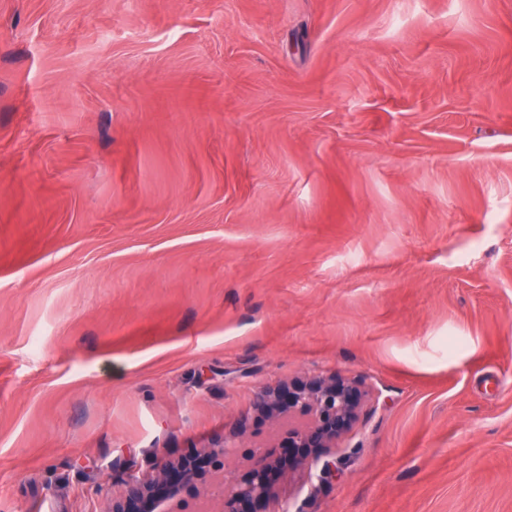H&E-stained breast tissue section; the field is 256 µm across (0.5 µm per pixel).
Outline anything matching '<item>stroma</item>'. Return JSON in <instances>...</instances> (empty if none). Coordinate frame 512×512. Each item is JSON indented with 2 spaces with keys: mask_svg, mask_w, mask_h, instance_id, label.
Segmentation results:
<instances>
[{
  "mask_svg": "<svg viewBox=\"0 0 512 512\" xmlns=\"http://www.w3.org/2000/svg\"><path fill=\"white\" fill-rule=\"evenodd\" d=\"M314 376L279 506L512 512V0H0V512L246 479ZM283 393L288 396V412L301 410L309 403L320 407L314 419L306 420L298 413L288 415L291 441L298 448H308L313 442H319L314 448H335L359 417L361 400L356 381H331L318 376L283 391L264 389L256 395L257 408L270 413L279 410Z\"/></svg>",
  "mask_w": 512,
  "mask_h": 512,
  "instance_id": "35a3bbf8",
  "label": "stroma"
}]
</instances>
